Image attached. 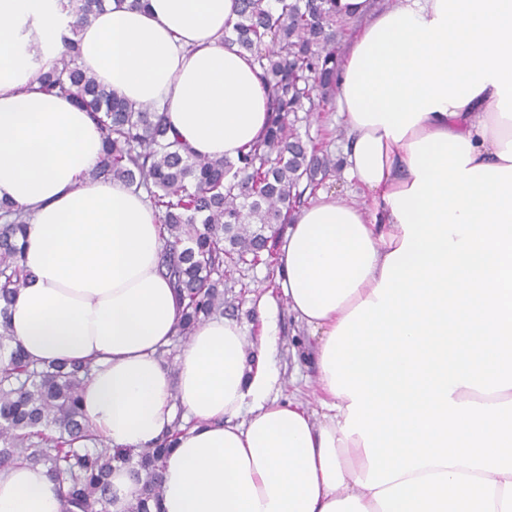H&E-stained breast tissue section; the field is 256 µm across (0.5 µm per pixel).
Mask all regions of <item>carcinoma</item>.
<instances>
[{
  "label": "carcinoma",
  "mask_w": 512,
  "mask_h": 512,
  "mask_svg": "<svg viewBox=\"0 0 512 512\" xmlns=\"http://www.w3.org/2000/svg\"><path fill=\"white\" fill-rule=\"evenodd\" d=\"M333 0H237L238 21L224 45L248 52L262 71L270 123L237 161L200 158L169 133L164 113L134 105L82 69L79 49L64 38L61 58L41 77L48 92L85 109L102 134L96 174L143 189L159 215L162 266L182 305L175 338L224 311L254 269L267 230L290 223L291 212L315 191L336 159L316 147L302 123L336 92V40L347 20ZM77 25L104 0H68ZM304 116H299V113ZM26 217L0 203V467L42 465L64 488L65 512H111L110 476L125 467L139 485L125 512L159 505L166 457L181 434L176 418L153 448L119 450L90 425L81 391L88 362L38 365L14 344L9 309L29 273L21 263Z\"/></svg>",
  "instance_id": "1"
}]
</instances>
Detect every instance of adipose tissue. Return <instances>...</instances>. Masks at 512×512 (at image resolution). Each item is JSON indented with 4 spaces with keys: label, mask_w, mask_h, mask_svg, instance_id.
Wrapping results in <instances>:
<instances>
[{
    "label": "adipose tissue",
    "mask_w": 512,
    "mask_h": 512,
    "mask_svg": "<svg viewBox=\"0 0 512 512\" xmlns=\"http://www.w3.org/2000/svg\"><path fill=\"white\" fill-rule=\"evenodd\" d=\"M362 20L337 69L346 181L280 238L277 283L310 331L319 413L280 400L263 333L198 324L176 370L179 302L143 191L94 177L87 112L38 90L68 0H0V201L27 216L32 278L11 331L40 364L89 362L86 416L114 448L155 444L185 409L162 512H512V0H335ZM235 0H123L79 63L151 104L189 150L237 160L270 114ZM45 469H0V512H62Z\"/></svg>",
    "instance_id": "adipose-tissue-1"
}]
</instances>
